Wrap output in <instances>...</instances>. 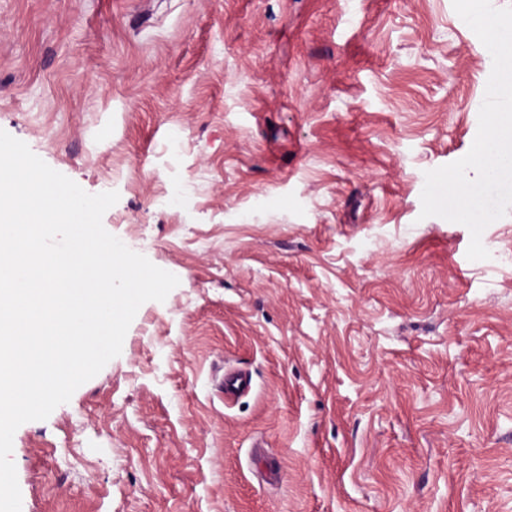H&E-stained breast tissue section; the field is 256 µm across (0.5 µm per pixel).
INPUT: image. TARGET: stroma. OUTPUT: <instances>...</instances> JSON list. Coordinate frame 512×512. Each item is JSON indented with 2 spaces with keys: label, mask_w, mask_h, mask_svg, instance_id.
<instances>
[{
  "label": "stroma",
  "mask_w": 512,
  "mask_h": 512,
  "mask_svg": "<svg viewBox=\"0 0 512 512\" xmlns=\"http://www.w3.org/2000/svg\"><path fill=\"white\" fill-rule=\"evenodd\" d=\"M491 70L452 0H0V129L179 279L21 512H512V211L420 216Z\"/></svg>",
  "instance_id": "stroma-1"
}]
</instances>
